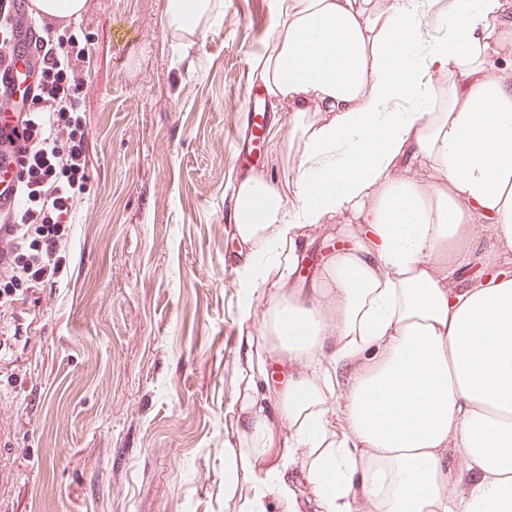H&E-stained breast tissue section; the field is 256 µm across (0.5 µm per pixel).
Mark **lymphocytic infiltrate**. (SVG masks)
<instances>
[{
	"instance_id": "1",
	"label": "lymphocytic infiltrate",
	"mask_w": 512,
	"mask_h": 512,
	"mask_svg": "<svg viewBox=\"0 0 512 512\" xmlns=\"http://www.w3.org/2000/svg\"><path fill=\"white\" fill-rule=\"evenodd\" d=\"M43 35L34 48L41 67L37 91L21 117L27 156L19 173L20 202L0 213V226H11L0 244V310L9 311L19 285L38 288L60 279L75 191L88 177L86 122L78 110L86 75L80 67L84 49L51 42Z\"/></svg>"
}]
</instances>
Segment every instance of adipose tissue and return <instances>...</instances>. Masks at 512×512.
Instances as JSON below:
<instances>
[{"instance_id":"1","label":"adipose tissue","mask_w":512,"mask_h":512,"mask_svg":"<svg viewBox=\"0 0 512 512\" xmlns=\"http://www.w3.org/2000/svg\"><path fill=\"white\" fill-rule=\"evenodd\" d=\"M433 2L278 0L258 78L296 176L245 177L232 209L240 315L270 302L242 340L249 447L224 443L241 512H512V276L467 274L512 262V0H449L432 33ZM218 12L167 4L188 32ZM341 216L357 233L295 287L304 229Z\"/></svg>"}]
</instances>
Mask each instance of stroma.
I'll use <instances>...</instances> for the list:
<instances>
[{
	"mask_svg": "<svg viewBox=\"0 0 512 512\" xmlns=\"http://www.w3.org/2000/svg\"><path fill=\"white\" fill-rule=\"evenodd\" d=\"M196 32L168 0H85L52 38L89 55L81 91L89 177L66 275L20 291L0 332L12 476L0 512H239L224 494L238 430L240 245L228 227L243 170L233 142L277 0H223Z\"/></svg>",
	"mask_w": 512,
	"mask_h": 512,
	"instance_id": "obj_1",
	"label": "stroma"
}]
</instances>
